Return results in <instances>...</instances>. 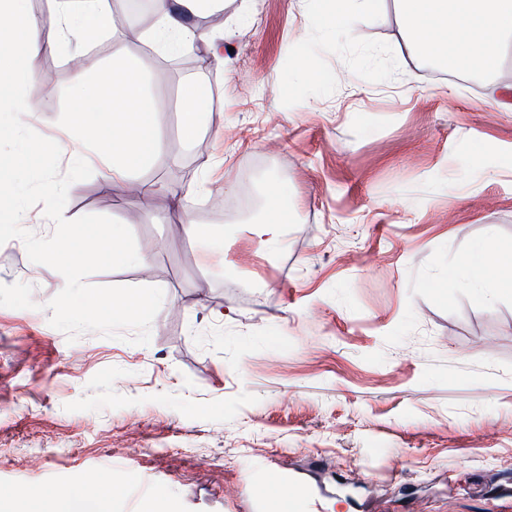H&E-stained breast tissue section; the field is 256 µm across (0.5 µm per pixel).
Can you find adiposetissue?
I'll list each match as a JSON object with an SVG mask.
<instances>
[{
  "label": "adipose tissue",
  "mask_w": 512,
  "mask_h": 512,
  "mask_svg": "<svg viewBox=\"0 0 512 512\" xmlns=\"http://www.w3.org/2000/svg\"><path fill=\"white\" fill-rule=\"evenodd\" d=\"M26 2L0 0V91L19 86L33 76L32 71L18 68L16 45L5 37V30L20 29L29 55L36 56L50 47L45 32H56L63 40L79 32L87 39L105 35L114 25L107 0H53V9L40 15L30 13ZM329 2L325 25L333 32L355 16L373 21L383 0ZM393 4L406 45L419 62L459 65L492 79L512 49V0H393ZM152 8L154 24L145 33V40L161 54L177 55L191 50L200 37L186 24V14L220 10L221 0H152ZM98 86L111 101L110 111L84 108L90 84L84 70L74 72L72 95L80 108L70 113L67 132L111 160L112 179L122 184L131 172L159 157L161 107L148 94L141 65L132 55L115 53L111 67L100 74ZM181 101V134L192 141L199 135L203 116L209 110V92L190 79L183 85ZM282 196V191H271L266 199V219L251 227L252 234L270 252L279 249L282 226L288 221ZM493 264L498 265L502 276L512 280V243L476 242L464 255L461 268L481 275ZM110 501L109 488L90 480L55 493L51 512H106Z\"/></svg>",
  "instance_id": "1"
}]
</instances>
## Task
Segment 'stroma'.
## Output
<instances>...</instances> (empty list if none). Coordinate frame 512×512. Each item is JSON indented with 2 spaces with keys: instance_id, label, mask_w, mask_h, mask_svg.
Instances as JSON below:
<instances>
[{
  "instance_id": "35a3bbf8",
  "label": "stroma",
  "mask_w": 512,
  "mask_h": 512,
  "mask_svg": "<svg viewBox=\"0 0 512 512\" xmlns=\"http://www.w3.org/2000/svg\"><path fill=\"white\" fill-rule=\"evenodd\" d=\"M243 4L215 27L221 67L202 68L205 43L164 56L120 27L88 43L87 74L124 49L164 108L137 196L64 132L70 49L19 58L32 128L90 156L69 216L129 225L151 259L89 284L164 299L149 344L71 343L49 323L63 276L21 240L0 246V496L31 512L96 479L112 512H266L248 475L270 466L314 489L317 512H485L496 493L512 512V292L460 284L472 243L512 242V112L496 108L512 60L498 83L442 76L407 51L392 0L334 38L325 0H229L226 14ZM305 64L314 76L297 80ZM190 78L212 93L192 144L178 117ZM205 170L195 233L162 223L170 201L149 184ZM275 185L288 222L270 253L249 226Z\"/></svg>"
}]
</instances>
